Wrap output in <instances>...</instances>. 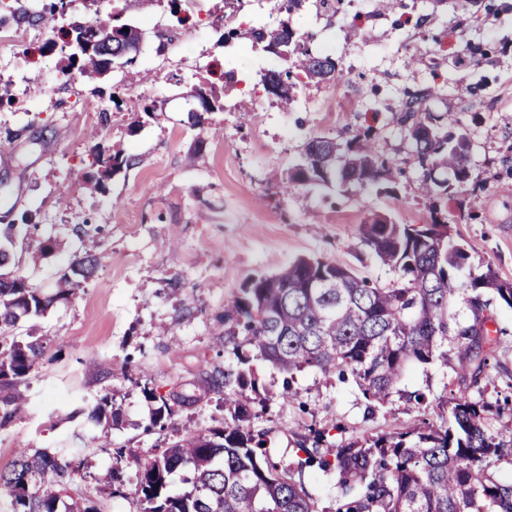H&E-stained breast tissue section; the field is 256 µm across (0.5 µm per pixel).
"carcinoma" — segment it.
<instances>
[{"label": "carcinoma", "instance_id": "carcinoma-1", "mask_svg": "<svg viewBox=\"0 0 512 512\" xmlns=\"http://www.w3.org/2000/svg\"><path fill=\"white\" fill-rule=\"evenodd\" d=\"M255 26L228 37L244 36L270 51L278 27ZM125 44L107 33L93 49L69 56V67L94 80L109 67L125 63ZM284 68L260 73L264 90L287 87L276 96L283 108L296 101L298 74L321 82L320 73H343L339 62L322 56L303 40H292ZM437 94L425 87L406 95L400 111L421 113L408 129L418 161L433 168L424 174L420 189L428 195L448 191L450 182L468 177V143L462 137L421 138L416 127L452 122V114L436 115L426 103ZM339 145L326 137L311 140L302 160L288 177L284 191L312 183L353 182L359 185L388 178L389 167L373 154L366 132L338 154ZM358 233L379 262L400 273V282L379 285L350 267L327 259H298L270 275L248 278L240 294L224 303V342L233 344L239 369L224 373V430L206 436H182L154 458L134 459L138 469L135 495L145 512H317L315 503L294 473L258 460L262 439L244 427L251 413L243 403L246 389L256 391L250 362L262 359L293 375L312 368L340 378L350 375L364 398L386 402L413 363L427 364L438 342L452 336L460 378L478 382L495 359L498 339L480 332L492 293L512 308V282L499 278L488 266L479 274L465 273L468 255L451 236L448 225L414 227L373 217L359 225ZM10 255L0 248V384L10 386L34 370L46 345L42 339L20 341L10 331L23 316L44 313L54 300L75 296L96 272L98 259L79 258L75 276H61L55 292L43 302L41 290L3 268ZM464 296L471 322L462 324L449 313L451 302ZM244 337V343L235 337ZM26 400L19 394L0 400V426L21 417ZM449 421L427 423L350 442L336 449L334 461L321 462L322 470H335L341 484L353 491L337 512H512V484L499 481L492 468L512 448L491 432V406L474 400L467 390L448 398ZM92 416L116 419L112 399L100 397ZM182 473L184 490L168 491L171 475ZM76 473L72 460L38 450L20 448L10 466L0 470V494L11 497L13 512H96L80 499L67 495Z\"/></svg>", "mask_w": 512, "mask_h": 512}]
</instances>
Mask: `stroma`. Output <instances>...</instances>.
Here are the masks:
<instances>
[{"label": "stroma", "mask_w": 512, "mask_h": 512, "mask_svg": "<svg viewBox=\"0 0 512 512\" xmlns=\"http://www.w3.org/2000/svg\"><path fill=\"white\" fill-rule=\"evenodd\" d=\"M404 2L388 11L382 0H342L331 17L306 0L289 25L313 34L315 48L341 59L344 73L304 85L285 112L257 85V71L276 58L244 39L220 43L224 0H180L192 14L183 26L169 0H70L55 30L116 12L142 29L132 85L121 70L93 83L67 71L68 48L22 16L42 0H0V87L9 89L0 98V140L11 146L0 154V228L26 217L35 225L11 246L10 266L46 292L76 258L99 260L75 297L15 329L23 339L43 337L46 349L25 381L0 386V398L26 400L24 417L0 427V468L20 448L58 456L81 448L87 462L69 495L91 497L98 512H143L133 495L135 467H126L121 493H112L113 461L120 452L148 459L178 436L223 430L224 373L238 368L224 343L225 299L239 294L247 276L299 258L337 261L385 286L399 282L358 236L370 216L447 221L468 268L490 267L512 281V0L464 8ZM356 24L363 35H353ZM412 56L424 65L408 67ZM229 71L228 87L222 75ZM199 84L213 86L221 105L200 124L188 95ZM431 84L439 95L429 111L454 113L449 133L469 141L468 180L433 198L418 191L423 171L398 110L406 93ZM149 103L156 112H144ZM367 130L390 178L281 193V178L310 140L344 146ZM116 153L129 166L104 179L102 191L85 190V180L99 176L96 155ZM486 314L499 345L477 384H463L448 339L440 358L412 365L381 406H369L354 380L311 368L294 373L298 396L283 400V374L251 361L257 389L242 401L265 459L299 472L318 512H336L343 491L317 458L424 421L444 425L459 389L501 403L491 426L512 436V402L504 400L512 393V308L494 301ZM148 388L181 400L154 428ZM103 395L119 409V425L90 420Z\"/></svg>", "instance_id": "stroma-1"}]
</instances>
